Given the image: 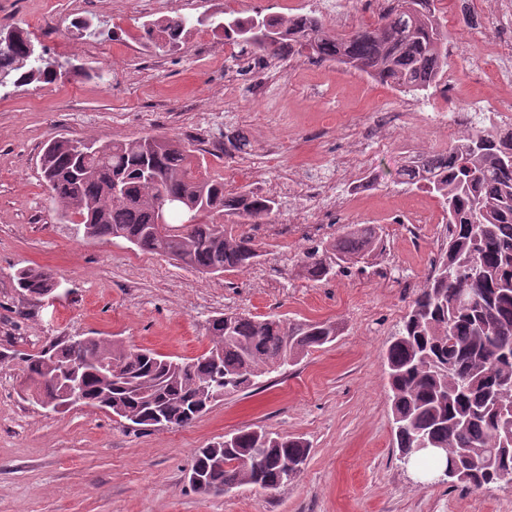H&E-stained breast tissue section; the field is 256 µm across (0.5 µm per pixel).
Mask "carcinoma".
<instances>
[{
    "label": "carcinoma",
    "instance_id": "cac0c4a2",
    "mask_svg": "<svg viewBox=\"0 0 512 512\" xmlns=\"http://www.w3.org/2000/svg\"><path fill=\"white\" fill-rule=\"evenodd\" d=\"M441 0H387L377 21L350 33L332 34L322 18L300 14L238 17L222 23L224 35L269 57L307 50L321 60L354 68L399 92L417 97L437 85L448 66V34L439 18ZM192 21L175 16L143 25L158 48L175 47ZM261 28L269 44L250 39ZM69 61L38 50L30 34L13 28L11 46L0 50V88L51 82ZM485 117L457 143L397 172L399 182L425 187L441 201L448 242L411 311L386 351L387 385L394 433L401 459L417 461L424 437L446 448L468 472L466 485L512 486V132L504 134ZM49 196L61 218L87 238L123 239L137 249L166 256L205 275L251 268L261 257L254 239L222 214L245 224H267L277 201L224 182L199 180L197 149L176 138L81 141L53 139L39 160ZM125 185L122 198H109L112 178ZM188 197L198 221L181 224L166 216V232L156 231L161 197ZM374 242L371 229L349 224L339 238L308 247L301 268L319 281L349 273ZM336 255V263L327 261ZM15 288L32 301L50 294L54 276L25 268ZM210 347L190 361H177L119 340L68 336L26 358L33 388L28 396L51 408L63 385L78 374L80 405L115 414L143 428L157 427L171 415L192 424L218 402L222 392H238L259 377L297 361L334 340L336 324L258 318L226 313L207 327ZM110 360L116 372L96 363ZM262 448L255 460L251 450ZM300 437L244 429L234 443L213 442L195 451L192 466L207 484L232 489L252 485L262 491L286 484L285 465L307 460Z\"/></svg>",
    "mask_w": 512,
    "mask_h": 512
}]
</instances>
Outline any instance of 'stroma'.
I'll return each mask as SVG.
<instances>
[{"instance_id": "1", "label": "stroma", "mask_w": 512, "mask_h": 512, "mask_svg": "<svg viewBox=\"0 0 512 512\" xmlns=\"http://www.w3.org/2000/svg\"><path fill=\"white\" fill-rule=\"evenodd\" d=\"M379 0H0V27L18 26L51 55L83 66L53 82L0 89V512H512V488L476 490L404 464L386 387L384 353L446 244L441 204L396 182L402 162L444 151L458 135L417 129L438 112H481L512 99V26L487 0H442L450 39L449 88L416 99L309 53L241 52L224 37L229 17L307 11L346 33L377 19ZM202 17L178 48L146 45L144 23ZM91 20L98 36L72 20ZM506 58L507 71L483 69ZM264 82L272 105L252 87ZM406 123L368 137L376 117ZM247 144L231 150L228 139ZM176 136L201 149L205 174L235 191L274 198L268 224L244 230L262 255L245 272L206 276L125 240H89L61 221L39 158L58 137ZM435 223L409 224L413 212ZM374 227L378 243L348 275L298 272L313 241L344 225ZM42 267L64 292L33 303L15 272ZM225 313L340 323L336 339L225 396L192 425L127 431L90 407L55 413L24 400L23 355L59 336H106L192 359L209 347L207 322ZM262 427L309 444L300 474L272 493L239 486L201 495L185 475L195 449Z\"/></svg>"}]
</instances>
